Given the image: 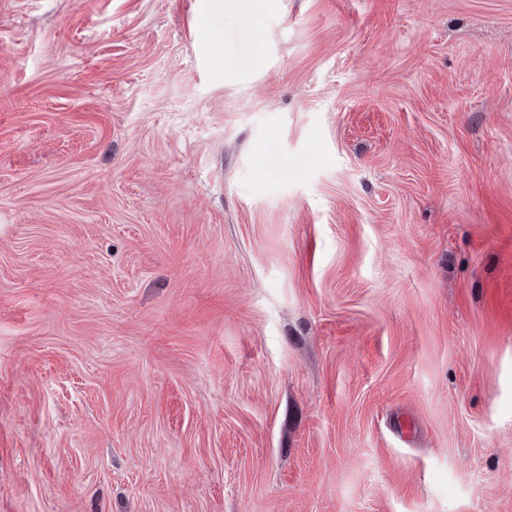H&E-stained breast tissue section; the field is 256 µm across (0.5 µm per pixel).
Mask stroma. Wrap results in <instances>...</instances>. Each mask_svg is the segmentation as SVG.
Masks as SVG:
<instances>
[{"label":"stroma","mask_w":512,"mask_h":512,"mask_svg":"<svg viewBox=\"0 0 512 512\" xmlns=\"http://www.w3.org/2000/svg\"><path fill=\"white\" fill-rule=\"evenodd\" d=\"M0 512H512V0H0Z\"/></svg>","instance_id":"obj_1"}]
</instances>
